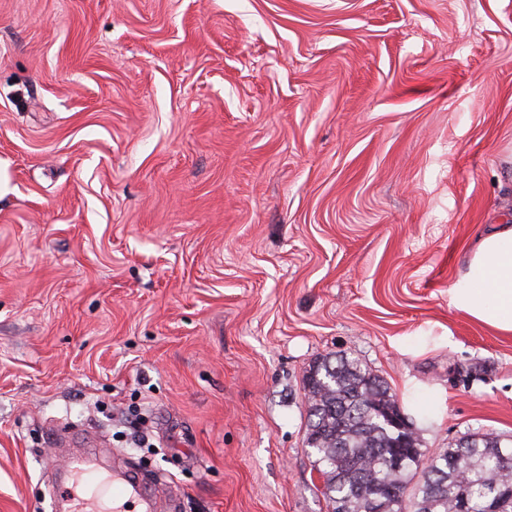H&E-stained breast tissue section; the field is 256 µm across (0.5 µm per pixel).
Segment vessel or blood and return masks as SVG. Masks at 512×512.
<instances>
[{
  "instance_id": "obj_1",
  "label": "vessel or blood",
  "mask_w": 512,
  "mask_h": 512,
  "mask_svg": "<svg viewBox=\"0 0 512 512\" xmlns=\"http://www.w3.org/2000/svg\"><path fill=\"white\" fill-rule=\"evenodd\" d=\"M66 471L60 491L63 512H107V502L121 500L131 503L134 512H155L153 494L140 472L128 469L102 478L87 455L70 458Z\"/></svg>"
}]
</instances>
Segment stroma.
Wrapping results in <instances>:
<instances>
[{
    "instance_id": "obj_1",
    "label": "stroma",
    "mask_w": 512,
    "mask_h": 512,
    "mask_svg": "<svg viewBox=\"0 0 512 512\" xmlns=\"http://www.w3.org/2000/svg\"><path fill=\"white\" fill-rule=\"evenodd\" d=\"M512 221V0H0V512L92 431L180 512H329L303 375L512 439L448 304Z\"/></svg>"
}]
</instances>
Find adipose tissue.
I'll return each mask as SVG.
<instances>
[{"label": "adipose tissue", "mask_w": 512, "mask_h": 512, "mask_svg": "<svg viewBox=\"0 0 512 512\" xmlns=\"http://www.w3.org/2000/svg\"><path fill=\"white\" fill-rule=\"evenodd\" d=\"M461 262L448 304L495 331L512 335V224L481 236Z\"/></svg>", "instance_id": "ef3b65f1"}]
</instances>
